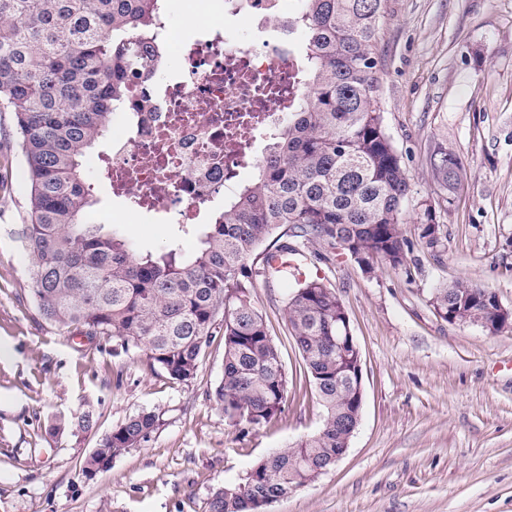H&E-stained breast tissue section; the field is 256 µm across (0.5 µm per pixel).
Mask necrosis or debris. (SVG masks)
Listing matches in <instances>:
<instances>
[{"mask_svg": "<svg viewBox=\"0 0 512 512\" xmlns=\"http://www.w3.org/2000/svg\"><path fill=\"white\" fill-rule=\"evenodd\" d=\"M251 18L277 29L268 0H214L206 39L181 41L176 80H134L127 116L109 127L105 172L142 208L169 224H192L202 205L233 187L235 174L260 158L292 100L295 60L283 41L247 45L230 21Z\"/></svg>", "mask_w": 512, "mask_h": 512, "instance_id": "necrosis-or-debris-1", "label": "necrosis or debris"}]
</instances>
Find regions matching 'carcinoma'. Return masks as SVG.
I'll use <instances>...</instances> for the list:
<instances>
[{
	"mask_svg": "<svg viewBox=\"0 0 512 512\" xmlns=\"http://www.w3.org/2000/svg\"><path fill=\"white\" fill-rule=\"evenodd\" d=\"M288 32L304 33L292 106L256 165L257 179L224 198L199 247L140 252L102 224L87 223L96 200L84 179L89 150L106 138L112 114L128 103L131 79L163 56L159 38L168 0H0V105L14 114L25 159L30 210L19 242L28 260L32 301L42 318L72 336L115 341L146 356L171 380L197 376L215 329L223 330L224 368L212 396L224 418L260 426L282 412L288 378L281 352L254 305L253 278L297 276L286 238L318 239L345 251L367 273L381 261L405 266L403 205L413 185L389 136L381 104L379 34L386 0H300ZM443 186L461 178V161L438 151ZM420 238L433 249L441 229L425 208ZM263 267L249 265L277 230ZM280 258V264L271 260ZM496 295L466 280L436 289L444 320H504ZM284 317L305 372L322 402V427L254 465L240 481L210 492L207 512H264L332 467L361 413L336 349L349 320L320 277L288 297ZM159 417L143 410L102 438L86 457L91 477L148 442Z\"/></svg>",
	"mask_w": 512,
	"mask_h": 512,
	"instance_id": "cac0c4a2",
	"label": "carcinoma"
}]
</instances>
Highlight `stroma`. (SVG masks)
I'll list each match as a JSON object with an SVG mask.
<instances>
[{
	"instance_id": "obj_1",
	"label": "stroma",
	"mask_w": 512,
	"mask_h": 512,
	"mask_svg": "<svg viewBox=\"0 0 512 512\" xmlns=\"http://www.w3.org/2000/svg\"><path fill=\"white\" fill-rule=\"evenodd\" d=\"M211 0H169L172 38L202 37ZM381 32L385 125L414 180L405 205V267L364 272L325 242H306L302 274L324 278L347 311L361 352V419L345 455L270 512H512V327L489 333L440 318L432 297L460 279L512 310V0H387ZM12 113L0 112V512H205L211 490L322 426L283 318L294 279L257 278L252 297L288 373L276 420L233 425L211 397L224 368L213 336L187 384L58 332L35 310L16 239L28 211ZM459 155L465 171L443 190L429 158ZM100 140L84 168L97 199L90 223L152 252L193 249L159 215L113 195ZM442 242L419 238L425 208ZM159 414L141 447L93 477L81 467L129 416ZM89 412L91 430L69 422Z\"/></svg>"
}]
</instances>
